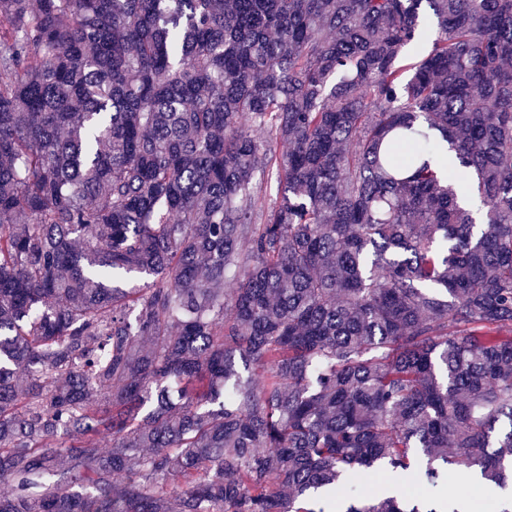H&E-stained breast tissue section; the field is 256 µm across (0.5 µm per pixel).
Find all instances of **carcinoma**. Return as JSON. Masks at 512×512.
Segmentation results:
<instances>
[{"mask_svg":"<svg viewBox=\"0 0 512 512\" xmlns=\"http://www.w3.org/2000/svg\"><path fill=\"white\" fill-rule=\"evenodd\" d=\"M448 468L512 490V0H0V512Z\"/></svg>","mask_w":512,"mask_h":512,"instance_id":"cac0c4a2","label":"carcinoma"}]
</instances>
